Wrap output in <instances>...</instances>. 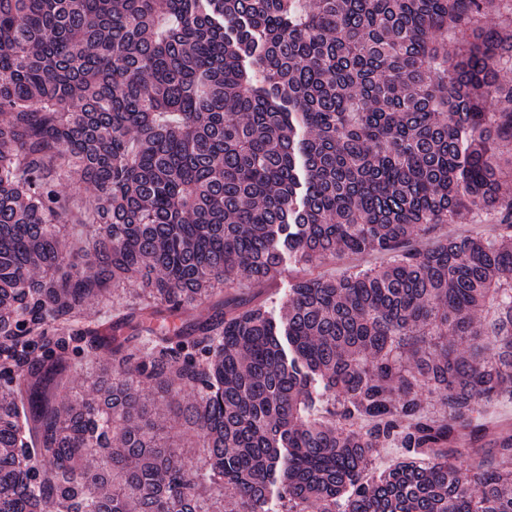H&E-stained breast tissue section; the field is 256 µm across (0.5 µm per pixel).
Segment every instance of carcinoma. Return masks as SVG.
<instances>
[{"mask_svg":"<svg viewBox=\"0 0 512 512\" xmlns=\"http://www.w3.org/2000/svg\"><path fill=\"white\" fill-rule=\"evenodd\" d=\"M506 2L0 0V512H512ZM491 227L487 224H476L467 216L461 218L457 224H439L435 226L427 235L420 239L417 246L420 248L432 247L437 242L456 234L482 235L489 233ZM302 275L303 272L301 269L293 263L288 262L287 257L281 275L275 281L268 284L267 288H264V291L269 290L274 297L272 307L275 314L279 313L281 305L288 299L289 284Z\"/></svg>","mask_w":512,"mask_h":512,"instance_id":"obj_1","label":"carcinoma"}]
</instances>
